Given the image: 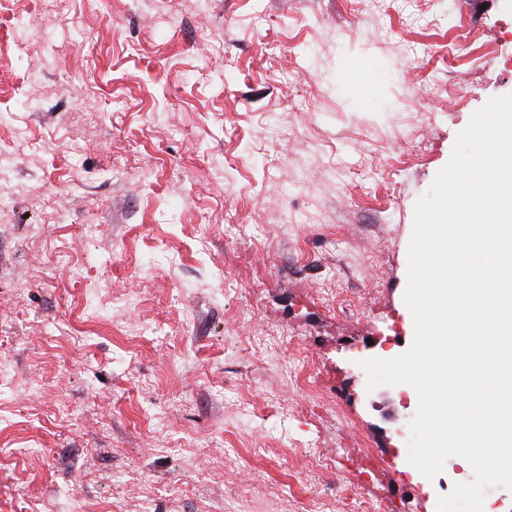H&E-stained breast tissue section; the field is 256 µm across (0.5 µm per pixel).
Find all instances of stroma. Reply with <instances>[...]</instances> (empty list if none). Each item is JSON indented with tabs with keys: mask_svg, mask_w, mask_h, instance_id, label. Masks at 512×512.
I'll return each instance as SVG.
<instances>
[{
	"mask_svg": "<svg viewBox=\"0 0 512 512\" xmlns=\"http://www.w3.org/2000/svg\"><path fill=\"white\" fill-rule=\"evenodd\" d=\"M51 6L0 10V512H436L472 468L417 475L360 362L413 341L415 203L512 94V0H67L18 48Z\"/></svg>",
	"mask_w": 512,
	"mask_h": 512,
	"instance_id": "35a3bbf8",
	"label": "stroma"
}]
</instances>
